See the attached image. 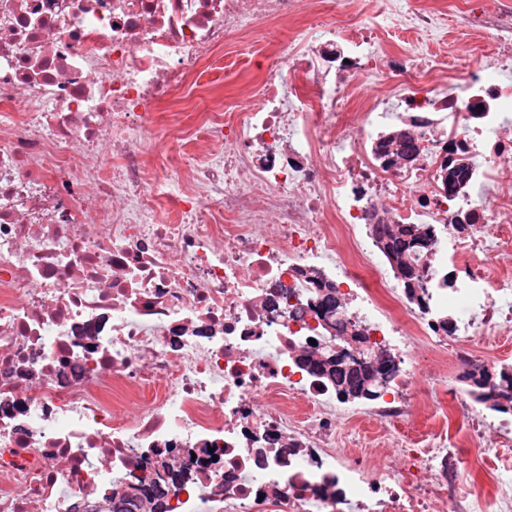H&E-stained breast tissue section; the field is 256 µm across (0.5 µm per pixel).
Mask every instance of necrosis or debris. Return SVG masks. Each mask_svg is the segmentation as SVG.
<instances>
[{
    "label": "necrosis or debris",
    "mask_w": 512,
    "mask_h": 512,
    "mask_svg": "<svg viewBox=\"0 0 512 512\" xmlns=\"http://www.w3.org/2000/svg\"><path fill=\"white\" fill-rule=\"evenodd\" d=\"M310 5L0 0V512H85L154 479L168 512H485L455 493L467 461L447 436L337 450L341 399L310 360L335 341L330 283L394 359L368 403L386 424L418 402L463 410L449 371L512 330V26L474 66L380 53L388 9L312 12L248 105L215 95L195 130L158 122L227 42ZM373 80L391 95L351 111ZM369 224L430 230L416 287Z\"/></svg>",
    "instance_id": "1"
}]
</instances>
